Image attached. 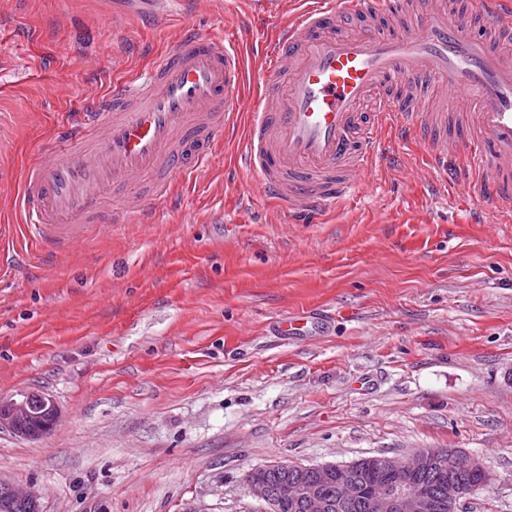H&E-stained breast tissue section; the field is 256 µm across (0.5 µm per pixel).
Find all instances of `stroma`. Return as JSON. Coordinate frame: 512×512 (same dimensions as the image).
Segmentation results:
<instances>
[{
    "instance_id": "obj_1",
    "label": "stroma",
    "mask_w": 512,
    "mask_h": 512,
    "mask_svg": "<svg viewBox=\"0 0 512 512\" xmlns=\"http://www.w3.org/2000/svg\"><path fill=\"white\" fill-rule=\"evenodd\" d=\"M259 0H0V137L21 167L66 112L185 29L236 31L244 93L279 23ZM387 136L358 197L292 224L216 147L81 252L0 270V401L39 389L40 438L0 431V477L42 512H264L245 477L422 448L477 456L466 512H512V223ZM305 314L322 332L290 340ZM316 323L308 316H288L282 319L278 324L279 336H310L316 331Z\"/></svg>"
}]
</instances>
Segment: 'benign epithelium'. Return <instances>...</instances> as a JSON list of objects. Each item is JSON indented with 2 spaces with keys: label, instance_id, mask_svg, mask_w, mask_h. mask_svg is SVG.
<instances>
[{
  "label": "benign epithelium",
  "instance_id": "benign-epithelium-1",
  "mask_svg": "<svg viewBox=\"0 0 512 512\" xmlns=\"http://www.w3.org/2000/svg\"><path fill=\"white\" fill-rule=\"evenodd\" d=\"M32 396L46 398L48 394L33 390L26 393L23 401H14V414L0 413L1 430L30 436V433L17 427L16 416L28 412V402ZM360 468L398 475L395 483L372 490L365 501L367 512H462L463 499L477 486L486 485L491 480L481 460L474 455L455 451L442 453L424 448L405 459L379 454L347 464L302 465L274 461L251 470L246 482L252 495L266 505V512H275L277 502L285 499L296 502L303 512H329L333 502L328 495V486L348 481ZM448 470L460 475L475 472L482 476V480L475 486L450 478L448 488L441 487L436 492L420 481L430 473ZM0 490L7 497L0 512H8L14 504H38V495L30 488L18 487L0 478Z\"/></svg>",
  "mask_w": 512,
  "mask_h": 512
}]
</instances>
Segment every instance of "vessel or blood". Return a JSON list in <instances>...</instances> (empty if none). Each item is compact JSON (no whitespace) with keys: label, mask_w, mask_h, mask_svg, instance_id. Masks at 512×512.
Masks as SVG:
<instances>
[{"label":"vessel or blood","mask_w":512,"mask_h":512,"mask_svg":"<svg viewBox=\"0 0 512 512\" xmlns=\"http://www.w3.org/2000/svg\"><path fill=\"white\" fill-rule=\"evenodd\" d=\"M380 12L377 0H306L276 30L271 79L252 100L232 37L183 34L151 67L64 115L49 150L0 168L29 242L53 259L129 215L153 223L147 199L171 196L236 133L262 193L310 223L359 193L385 128L430 138L447 123L426 105L435 89L453 95L460 133L433 166L463 153L483 201L512 216V0H426L395 26ZM315 330L302 315L278 324L287 338Z\"/></svg>","instance_id":"1"}]
</instances>
